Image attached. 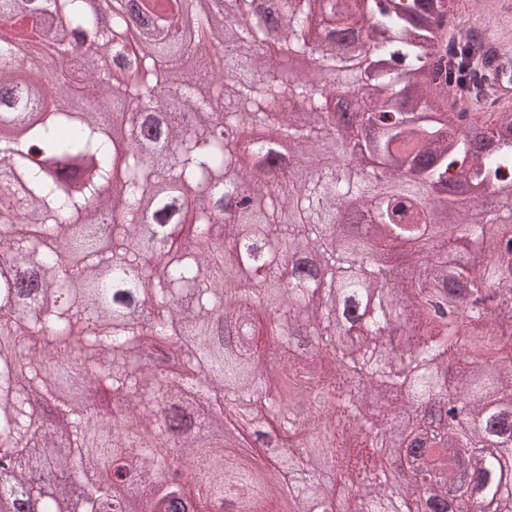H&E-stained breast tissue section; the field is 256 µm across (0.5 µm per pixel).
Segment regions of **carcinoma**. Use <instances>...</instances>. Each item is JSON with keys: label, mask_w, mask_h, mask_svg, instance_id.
<instances>
[{"label": "carcinoma", "mask_w": 512, "mask_h": 512, "mask_svg": "<svg viewBox=\"0 0 512 512\" xmlns=\"http://www.w3.org/2000/svg\"><path fill=\"white\" fill-rule=\"evenodd\" d=\"M24 2L95 105L49 102L20 34H0V131L22 134H0V455L15 471L0 512L19 497L28 512H73L69 484L47 491L33 477L44 450L76 468L81 512H118L123 493L129 512H226L227 480L252 488L237 512H278L313 482L332 492L338 474L359 512H386L388 432L417 435L421 453L408 455L441 470L422 484L442 512H480L451 483L458 470L512 512V214L482 208L512 196V108L473 111L498 76L483 53L490 29L448 20L449 0H213L187 43L174 20L194 0H127L153 28L129 57L124 12L105 22L85 0ZM227 14L240 40L225 48ZM58 18L94 50L71 53ZM273 44L309 58L304 80L266 67ZM328 80L375 130L358 147L388 183L337 159L356 128L328 108ZM249 125L277 133L252 146L258 160L280 138L302 164H281L272 183L238 168L230 134ZM345 209L368 211L383 240L336 223ZM149 216L163 262L142 234ZM108 218L110 248L76 229ZM287 263L298 276L282 288ZM460 291L465 329L439 312ZM142 301L152 318L127 320ZM470 345L497 351L492 366ZM362 376L389 394L370 418ZM50 378L70 392L65 421L36 428ZM450 397L465 457L448 446ZM258 411L286 448L328 434L288 485L293 460L262 470L229 451L226 425L245 429Z\"/></svg>", "instance_id": "1"}]
</instances>
